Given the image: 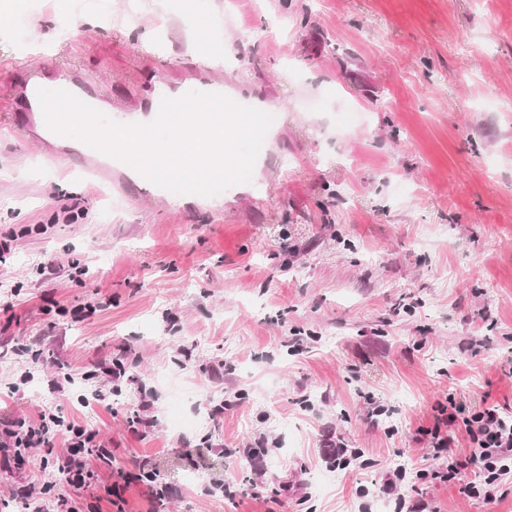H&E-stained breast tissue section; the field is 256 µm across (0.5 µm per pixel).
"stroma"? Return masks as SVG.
I'll return each instance as SVG.
<instances>
[{
	"label": "stroma",
	"mask_w": 512,
	"mask_h": 512,
	"mask_svg": "<svg viewBox=\"0 0 512 512\" xmlns=\"http://www.w3.org/2000/svg\"><path fill=\"white\" fill-rule=\"evenodd\" d=\"M0 25V512H512L434 479L441 406L512 407V0H23ZM79 19L80 37L64 23ZM73 72L107 116L223 78L273 117L252 180L182 198L22 103ZM52 264L41 275L39 263ZM407 476L397 480L396 468ZM131 473L117 496L115 471ZM8 442H0V453L6 461L12 458L16 463H23V453L36 444L49 443L59 433L70 436L69 453L58 464L59 473L73 486L86 485L92 474L86 470L84 458L93 449L102 451L112 463V451L108 448H91L96 435L86 431L81 425L66 420L64 417L42 412L37 420L25 418L15 423V429L7 430Z\"/></svg>",
	"instance_id": "stroma-1"
}]
</instances>
